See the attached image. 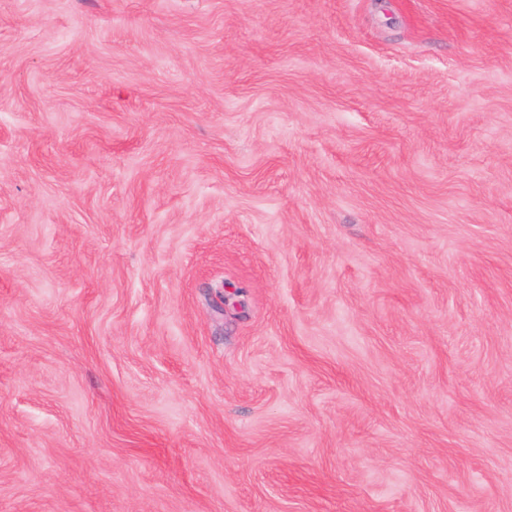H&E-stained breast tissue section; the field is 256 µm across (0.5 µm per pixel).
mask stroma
I'll return each instance as SVG.
<instances>
[{
    "label": "stroma",
    "mask_w": 512,
    "mask_h": 512,
    "mask_svg": "<svg viewBox=\"0 0 512 512\" xmlns=\"http://www.w3.org/2000/svg\"><path fill=\"white\" fill-rule=\"evenodd\" d=\"M0 512H512V0H0Z\"/></svg>",
    "instance_id": "1"
}]
</instances>
